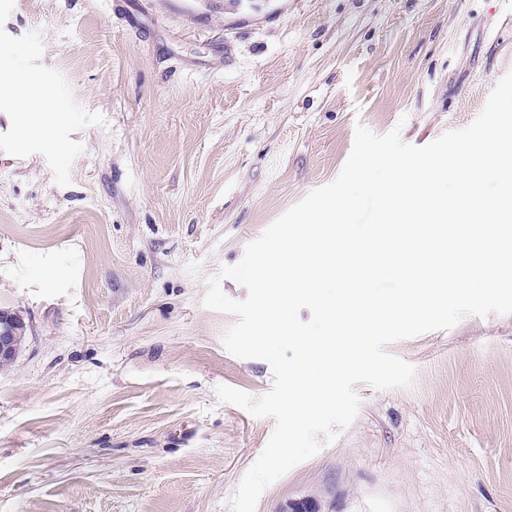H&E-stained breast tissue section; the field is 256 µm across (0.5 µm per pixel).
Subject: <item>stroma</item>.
<instances>
[{
  "label": "stroma",
  "mask_w": 512,
  "mask_h": 512,
  "mask_svg": "<svg viewBox=\"0 0 512 512\" xmlns=\"http://www.w3.org/2000/svg\"><path fill=\"white\" fill-rule=\"evenodd\" d=\"M512 71V0H0V512H231L269 364L206 281L340 173L357 125L425 145ZM30 86L40 109L9 91ZM405 388L256 512H512V315L388 345ZM15 329L10 319L0 317V366L12 363L15 357Z\"/></svg>",
  "instance_id": "35a3bbf8"
}]
</instances>
